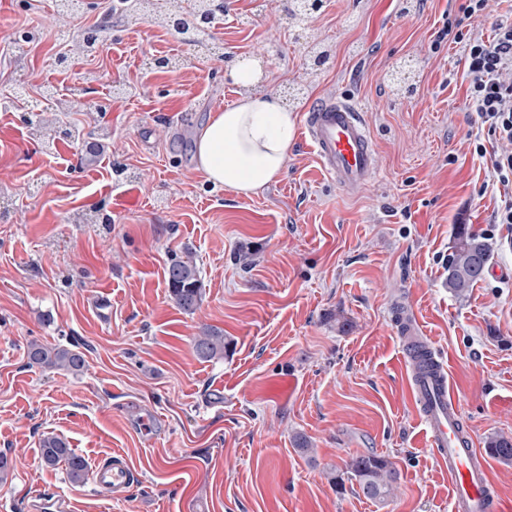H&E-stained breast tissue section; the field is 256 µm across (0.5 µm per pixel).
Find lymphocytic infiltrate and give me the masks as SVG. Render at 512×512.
Listing matches in <instances>:
<instances>
[{
	"label": "lymphocytic infiltrate",
	"instance_id": "1",
	"mask_svg": "<svg viewBox=\"0 0 512 512\" xmlns=\"http://www.w3.org/2000/svg\"><path fill=\"white\" fill-rule=\"evenodd\" d=\"M488 0H467L463 14L468 18L490 20L494 32L484 39L464 33L460 21L448 23L451 40L465 46L466 77L469 81L466 102L476 112L483 126L499 143L495 153H488L481 139L472 142L477 157H490L497 181L505 189L494 221L512 224V23L491 18Z\"/></svg>",
	"mask_w": 512,
	"mask_h": 512
}]
</instances>
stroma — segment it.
Masks as SVG:
<instances>
[{
  "instance_id": "stroma-1",
  "label": "stroma",
  "mask_w": 512,
  "mask_h": 512,
  "mask_svg": "<svg viewBox=\"0 0 512 512\" xmlns=\"http://www.w3.org/2000/svg\"><path fill=\"white\" fill-rule=\"evenodd\" d=\"M140 2L64 15L56 0H0V453L13 460L0 512H31L34 492L75 512H450L392 304L418 312L478 444L512 437V279L462 299L444 286L458 224L512 269V226L493 221L498 145L466 107L462 46L437 40L451 18L476 36L489 23L464 18L465 0H323L299 22L292 0H223L194 46ZM245 59L257 90L295 92L298 116L351 98L374 179L341 191L299 136L262 191L214 187L196 135L245 95L231 78ZM43 122L76 135L45 148ZM187 250L203 284L192 315L164 277ZM206 326L232 343L209 362L193 349ZM33 340L77 346L84 371L29 366ZM47 435L90 466L123 455L141 479L119 500L71 483L43 464ZM367 453L399 472L386 503L329 479Z\"/></svg>"
}]
</instances>
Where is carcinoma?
Listing matches in <instances>:
<instances>
[{
	"instance_id": "cac0c4a2",
	"label": "carcinoma",
	"mask_w": 512,
	"mask_h": 512,
	"mask_svg": "<svg viewBox=\"0 0 512 512\" xmlns=\"http://www.w3.org/2000/svg\"><path fill=\"white\" fill-rule=\"evenodd\" d=\"M492 259V244L472 231L466 224L456 225L453 243L448 253L445 286L459 298L467 295L477 281L482 279ZM165 280L170 299L187 314L200 309L203 292L196 262L188 255L173 256L166 269ZM229 343L224 333L207 329L194 339V351L201 361H212L224 356ZM30 366L62 370L77 374L85 368L84 354L72 348L59 345L48 346L32 342L27 348ZM491 455L504 463L512 462V438L497 436L488 441ZM41 460L48 466L65 464L67 476L73 483H81L87 476V465L67 443L56 436H46L41 441ZM398 480V470L383 456L376 454L358 455L345 462L344 467L332 471V484L338 490L345 489V483L358 488L366 499L385 501Z\"/></svg>"
}]
</instances>
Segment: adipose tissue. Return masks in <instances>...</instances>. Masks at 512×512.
<instances>
[{"instance_id": "adipose-tissue-1", "label": "adipose tissue", "mask_w": 512, "mask_h": 512, "mask_svg": "<svg viewBox=\"0 0 512 512\" xmlns=\"http://www.w3.org/2000/svg\"><path fill=\"white\" fill-rule=\"evenodd\" d=\"M231 76L248 93L209 118L196 141V159L213 185L247 196L283 172L297 115L277 95L252 91L257 71L251 62L238 64Z\"/></svg>"}]
</instances>
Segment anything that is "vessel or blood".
<instances>
[{"instance_id": "b4317fda", "label": "vessel or blood", "mask_w": 512, "mask_h": 512, "mask_svg": "<svg viewBox=\"0 0 512 512\" xmlns=\"http://www.w3.org/2000/svg\"><path fill=\"white\" fill-rule=\"evenodd\" d=\"M302 135L324 172L346 193L362 189L377 170L376 148L360 108L336 94L319 97L307 111ZM402 366L409 393L436 461L453 484L451 512H503L490 479L486 450L477 446L451 388L448 367L424 335L414 310L396 308ZM134 472L122 456L95 466L92 481L113 499L124 496Z\"/></svg>"}]
</instances>
